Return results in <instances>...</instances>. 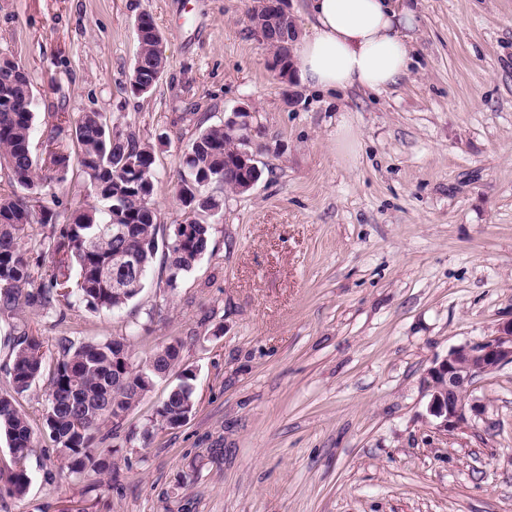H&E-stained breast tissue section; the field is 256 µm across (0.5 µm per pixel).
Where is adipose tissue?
<instances>
[{
  "mask_svg": "<svg viewBox=\"0 0 512 512\" xmlns=\"http://www.w3.org/2000/svg\"><path fill=\"white\" fill-rule=\"evenodd\" d=\"M310 24L292 45L301 81L382 92L409 67L417 27L410 0H307Z\"/></svg>",
  "mask_w": 512,
  "mask_h": 512,
  "instance_id": "1",
  "label": "adipose tissue"
}]
</instances>
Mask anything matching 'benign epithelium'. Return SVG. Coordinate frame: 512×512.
I'll return each instance as SVG.
<instances>
[{
  "label": "benign epithelium",
  "instance_id": "obj_1",
  "mask_svg": "<svg viewBox=\"0 0 512 512\" xmlns=\"http://www.w3.org/2000/svg\"><path fill=\"white\" fill-rule=\"evenodd\" d=\"M252 30L261 42L285 45L297 34L283 0H254L251 7ZM249 110L241 106L224 119V130L249 132ZM512 363V320L500 324L496 334L486 339L454 347L434 362L425 377L430 392L429 414L437 429L448 432L466 420V397L474 380L504 364Z\"/></svg>",
  "mask_w": 512,
  "mask_h": 512
}]
</instances>
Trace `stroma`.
Listing matches in <instances>:
<instances>
[{
	"label": "stroma",
	"instance_id": "stroma-1",
	"mask_svg": "<svg viewBox=\"0 0 512 512\" xmlns=\"http://www.w3.org/2000/svg\"><path fill=\"white\" fill-rule=\"evenodd\" d=\"M251 0H0V56L35 98L31 149L58 114L100 112L152 146L164 231L201 128L250 110L262 174L225 192L212 242L168 288L153 265L117 313L25 312L53 351L130 336L135 360L181 340L196 409L140 433L178 370L119 430L112 467L75 475L43 429L41 377L18 398L36 448L0 512H512V364L479 376L474 412L437 430L426 370L512 319V0H417L410 70L387 91L285 86ZM166 70L133 95L135 23Z\"/></svg>",
	"mask_w": 512,
	"mask_h": 512
}]
</instances>
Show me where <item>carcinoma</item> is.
Wrapping results in <instances>:
<instances>
[{
    "label": "carcinoma",
    "mask_w": 512,
    "mask_h": 512,
    "mask_svg": "<svg viewBox=\"0 0 512 512\" xmlns=\"http://www.w3.org/2000/svg\"><path fill=\"white\" fill-rule=\"evenodd\" d=\"M140 18L147 30L139 40L136 61L154 66L159 63L151 33L155 22L147 12ZM34 109L27 75L8 63L1 66L0 170L8 172L12 190L0 193V318L13 319L23 307L61 313L74 299L91 312L121 310L144 288L159 252L167 271L166 285L175 288L208 252L212 221L224 210V197L196 188L219 176V185L235 190L239 173H224V165L232 164L248 148V142L232 137L222 124L198 133L175 181L179 201L194 209V221L160 240L158 213L146 202V197L154 196L157 190L154 150L140 144L131 133H121L120 141L112 143V126L100 112H83L72 126V138L81 148L79 176L97 203L72 198L62 224L58 211L39 204L42 189L67 182L70 157L54 131L46 140L47 157L42 161L33 157ZM117 192L124 201V218L120 220L112 211V195ZM117 222L124 228L121 237L112 233ZM33 224L49 228L34 260L22 248ZM121 249L136 257L135 268L126 273L112 267V254ZM35 262L52 265L54 272L47 281L35 280ZM122 276L138 280V287L115 290L113 280ZM12 331L11 391L0 392V437L5 438L10 454L26 459L35 451L33 433L14 395L29 390L39 380L47 354L41 337L16 325ZM55 350L44 429L71 473L103 471L111 466L112 450L98 446L101 427L136 407L155 382L181 362L183 345L175 340L157 347L147 357L153 362L151 370L132 361L128 337L76 341L62 335L56 338ZM194 380L192 369H182L180 383L156 412L159 427H179L193 414ZM30 483L25 468L0 470V486L11 496H24Z\"/></svg>",
    "instance_id": "obj_1"
}]
</instances>
